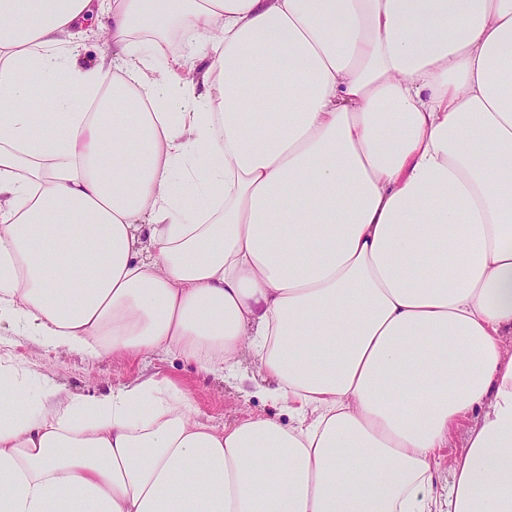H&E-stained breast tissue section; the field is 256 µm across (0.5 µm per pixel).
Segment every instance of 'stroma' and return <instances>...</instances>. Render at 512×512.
I'll return each mask as SVG.
<instances>
[{
	"mask_svg": "<svg viewBox=\"0 0 512 512\" xmlns=\"http://www.w3.org/2000/svg\"><path fill=\"white\" fill-rule=\"evenodd\" d=\"M0 350L74 393L104 392L148 376L170 380L189 394L203 418L219 427L273 410L271 402L255 391L254 382L261 374L257 360L251 356L244 359L239 379L223 381L205 375L196 365L175 355L129 359L58 355L25 336L0 338Z\"/></svg>",
	"mask_w": 512,
	"mask_h": 512,
	"instance_id": "obj_1",
	"label": "stroma"
}]
</instances>
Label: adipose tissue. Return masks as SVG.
I'll return each mask as SVG.
<instances>
[{
    "label": "adipose tissue",
    "mask_w": 512,
    "mask_h": 512,
    "mask_svg": "<svg viewBox=\"0 0 512 512\" xmlns=\"http://www.w3.org/2000/svg\"><path fill=\"white\" fill-rule=\"evenodd\" d=\"M2 331L276 411L0 356V512H512V0H0ZM0 348L1 353L7 352L31 369L45 373L73 393L104 392L148 376L170 380L189 394L204 419L218 427L275 412L271 402L255 392L254 381L262 383V376L259 363L251 354L243 360L242 379L224 382L205 375L196 365L175 355L151 354L129 359L95 358L79 353L58 355L25 336H1ZM262 384L272 387L273 382ZM476 417H471L463 422L451 435L448 441V448L441 451V472L443 478H448L449 470L454 459L459 456L465 449L469 430L475 425Z\"/></svg>",
    "instance_id": "obj_1"
}]
</instances>
